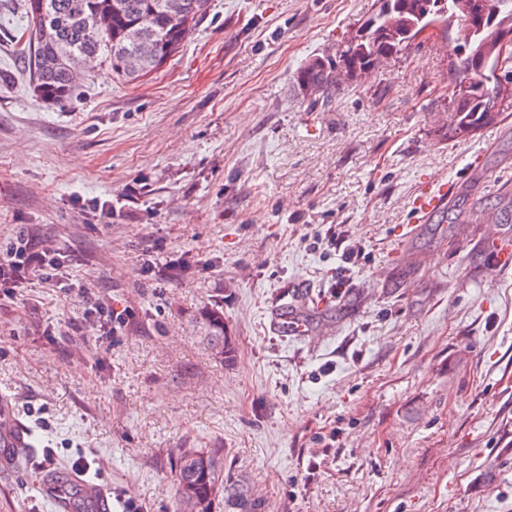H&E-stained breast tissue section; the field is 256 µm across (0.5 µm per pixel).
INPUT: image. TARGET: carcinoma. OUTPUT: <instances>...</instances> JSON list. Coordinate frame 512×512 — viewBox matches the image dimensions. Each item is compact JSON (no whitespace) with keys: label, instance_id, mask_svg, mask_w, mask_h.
<instances>
[{"label":"carcinoma","instance_id":"carcinoma-1","mask_svg":"<svg viewBox=\"0 0 512 512\" xmlns=\"http://www.w3.org/2000/svg\"><path fill=\"white\" fill-rule=\"evenodd\" d=\"M29 21L28 52L34 71L33 90L55 104L75 88V75L96 63L123 81L132 82L157 69L156 53L172 45L177 50L189 31L207 14L210 0H179L187 27L175 31L161 11L163 0H42L39 19L31 15V0H23ZM457 23V39L468 51L451 73L454 85L446 140L474 137L499 122L509 108V89L485 78L498 69L495 46L512 38V0H377L361 34L341 50L336 61L312 57L292 75L296 89L309 86L319 93L312 104L326 107L337 98L341 78L352 80L403 50L430 25ZM318 303L308 294L273 313L275 328L305 331ZM204 340L214 358L232 360L234 338L224 313L205 305L198 313ZM23 448L0 447V466L13 468L25 457ZM176 512H265L264 501L242 479H224V451L220 448H180L175 459ZM66 512H96L88 494L75 486H61Z\"/></svg>","mask_w":512,"mask_h":512}]
</instances>
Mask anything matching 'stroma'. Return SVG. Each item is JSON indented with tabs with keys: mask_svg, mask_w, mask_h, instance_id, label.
<instances>
[{
	"mask_svg": "<svg viewBox=\"0 0 512 512\" xmlns=\"http://www.w3.org/2000/svg\"><path fill=\"white\" fill-rule=\"evenodd\" d=\"M375 3L211 0L162 68L85 71L48 104L21 0H0V242L24 224L66 257L65 288L0 299V393L112 512H174L180 448L223 449L266 512H512V265L490 264L476 219L512 240V116L441 139L460 46L439 24L310 106L292 73ZM328 232L354 263L314 246ZM297 286L328 330H273ZM205 305L232 364L203 341ZM91 307L128 324L99 338ZM42 476L0 468V512H53ZM197 319L205 329L204 340L214 358L223 363L231 361L235 343L224 324V313L205 305L199 311Z\"/></svg>",
	"mask_w": 512,
	"mask_h": 512,
	"instance_id": "stroma-1",
	"label": "stroma"
}]
</instances>
